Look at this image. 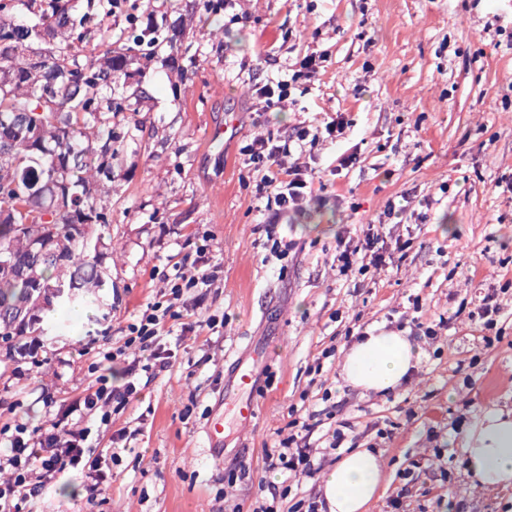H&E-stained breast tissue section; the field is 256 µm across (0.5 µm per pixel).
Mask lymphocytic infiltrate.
<instances>
[{
  "instance_id": "1",
  "label": "lymphocytic infiltrate",
  "mask_w": 512,
  "mask_h": 512,
  "mask_svg": "<svg viewBox=\"0 0 512 512\" xmlns=\"http://www.w3.org/2000/svg\"><path fill=\"white\" fill-rule=\"evenodd\" d=\"M328 60L326 52H307L289 78L273 86L256 85L255 93L268 102L285 101L290 98L298 82L312 83L318 80ZM343 130V116L336 112L330 120L317 126L302 123L280 135L257 134L241 148L244 164L254 183L255 197L266 202L263 222L268 238H275V228L283 217L288 212L301 210L303 203L316 191L318 170L302 160V153L317 140L336 138L342 135ZM405 248V243L401 241L387 246L380 232L367 228L361 238L339 243L336 255L338 271L343 275L352 271L364 275L381 270L386 264L388 250L401 252ZM218 272V267L212 266L189 278L178 275L171 279L164 300L149 304L140 322L131 325L125 346L139 347L148 353L151 360L157 361L159 367H168L169 357L156 349V340L165 332L168 321L181 319L179 307L185 293L214 288L219 280ZM504 288H512V279L505 280L502 288L488 289L469 313L471 319L480 321L481 339L487 346L494 345L502 338L498 321L503 314L499 296ZM136 393L134 382L116 388L110 384L107 376L101 375L97 377L95 385L88 388L72 406L83 420V427H71L68 416L64 415L52 423L50 431L33 438L28 436L26 424H16L7 452L0 453V470L8 468L12 471L10 480L0 483V512H24L32 499L67 472L88 470L98 478L105 477L110 461L118 459L120 451L98 447L91 436L90 423L96 419L109 422V405L125 408ZM319 424V419L313 413L308 414L305 420H292V434L282 438L277 448L266 453L271 467L311 476L315 467L304 441Z\"/></svg>"
}]
</instances>
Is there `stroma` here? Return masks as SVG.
<instances>
[{
	"instance_id": "obj_1",
	"label": "stroma",
	"mask_w": 512,
	"mask_h": 512,
	"mask_svg": "<svg viewBox=\"0 0 512 512\" xmlns=\"http://www.w3.org/2000/svg\"><path fill=\"white\" fill-rule=\"evenodd\" d=\"M139 3L167 13L177 44L172 62L147 56L131 69L139 109L117 119L111 222L101 230L106 283L80 318L56 310L37 359L0 365V426L49 430L98 372L123 386L142 352L126 349L111 362L102 354L123 347L129 326L167 291L155 271L188 277L207 262L220 265V281L203 301L186 300L181 323L160 337L173 353L169 366L138 371L139 397L98 429L102 448L118 432L128 436L98 512H254L264 483L287 489L274 508L288 512L320 496L329 469L357 448L383 462L366 512H389L404 486L403 512H445L427 493L444 470L465 512H512V489L468 491L460 446L487 408L512 407V290L501 297L503 342L480 344L481 326L468 317L479 293L512 272V195L497 186L512 176V0H235L247 17L235 25L209 0ZM312 49L329 53L319 82L264 107L255 83L286 78ZM332 112L346 126L312 148L322 188L278 225L291 244L278 256L241 177L239 149L258 133ZM214 125L225 128L219 164L208 146ZM353 145L357 163L331 176L328 165ZM403 193L402 223L379 226L387 243L409 241L406 255L374 273L340 275L338 240L379 224ZM416 298L424 320L453 313V327L418 337L420 362L402 389L368 397L347 389L339 362L350 334L381 327L415 335ZM212 315L222 327H207ZM255 341L265 342L270 361L244 426L224 378ZM84 344L92 353L80 355ZM219 400L217 464L202 428ZM311 412L321 419L309 441L315 475L269 468L266 448L291 417ZM342 421L346 439L334 451L327 432ZM91 483L66 473L33 512H88Z\"/></svg>"
}]
</instances>
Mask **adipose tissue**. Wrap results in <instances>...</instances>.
I'll return each instance as SVG.
<instances>
[{
    "instance_id": "1",
    "label": "adipose tissue",
    "mask_w": 512,
    "mask_h": 512,
    "mask_svg": "<svg viewBox=\"0 0 512 512\" xmlns=\"http://www.w3.org/2000/svg\"><path fill=\"white\" fill-rule=\"evenodd\" d=\"M419 356L410 337L374 327L344 350L340 374L361 394L392 392L409 381ZM461 446L470 489L512 487V409L486 410L464 431ZM381 478L379 455L366 448L348 453L324 481L328 512H365L379 492Z\"/></svg>"
}]
</instances>
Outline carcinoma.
I'll return each mask as SVG.
<instances>
[{
	"label": "carcinoma",
	"instance_id": "1",
	"mask_svg": "<svg viewBox=\"0 0 512 512\" xmlns=\"http://www.w3.org/2000/svg\"><path fill=\"white\" fill-rule=\"evenodd\" d=\"M112 10V0H9L0 3V117L43 110L38 135L19 130L0 155V250L27 269L20 279L0 268V323L33 303L32 283L48 289L63 280L56 274L71 265L68 281L89 304L104 286L100 254L74 238L71 226L99 239L109 223L103 199L112 193V141L121 112L138 111L137 92H128L129 69L138 53L173 49L176 36L164 13H150L149 25L115 34L90 30L92 16ZM46 253H40L41 248ZM55 308L39 312L16 335L44 332Z\"/></svg>",
	"mask_w": 512,
	"mask_h": 512
}]
</instances>
